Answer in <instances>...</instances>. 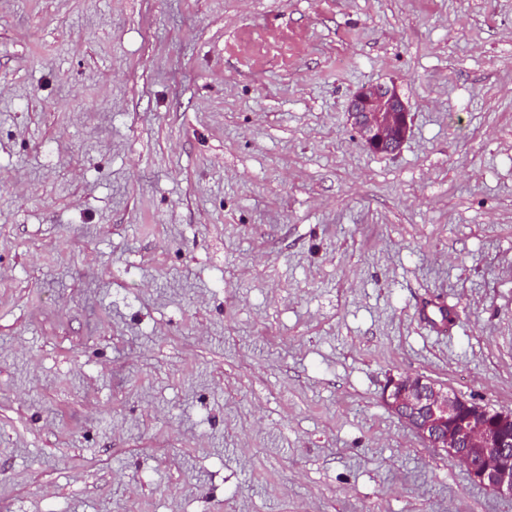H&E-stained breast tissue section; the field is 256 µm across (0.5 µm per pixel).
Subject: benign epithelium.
Returning <instances> with one entry per match:
<instances>
[{"instance_id":"benign-epithelium-1","label":"benign epithelium","mask_w":512,"mask_h":512,"mask_svg":"<svg viewBox=\"0 0 512 512\" xmlns=\"http://www.w3.org/2000/svg\"><path fill=\"white\" fill-rule=\"evenodd\" d=\"M349 118L364 146L397 152L409 130V110L398 91L367 84L355 93ZM385 405L432 448L466 467L472 481L512 496V413L491 410L423 376L391 377Z\"/></svg>"}]
</instances>
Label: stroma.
I'll return each instance as SVG.
<instances>
[{
  "label": "stroma",
  "mask_w": 512,
  "mask_h": 512,
  "mask_svg": "<svg viewBox=\"0 0 512 512\" xmlns=\"http://www.w3.org/2000/svg\"><path fill=\"white\" fill-rule=\"evenodd\" d=\"M405 374L512 412V0H0V512H512ZM349 118L364 146L374 153L397 152L409 130V110L394 87L363 85L355 93Z\"/></svg>",
  "instance_id": "1"
}]
</instances>
